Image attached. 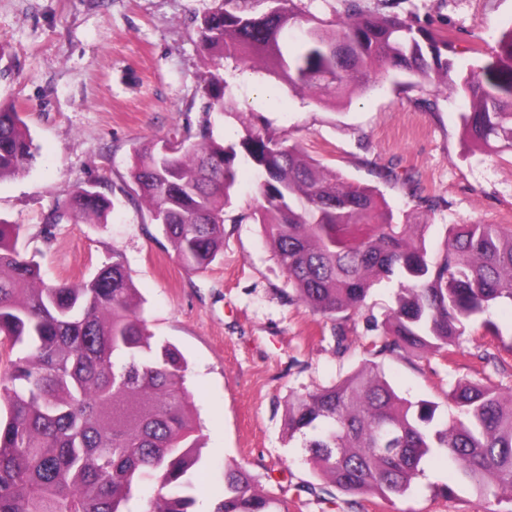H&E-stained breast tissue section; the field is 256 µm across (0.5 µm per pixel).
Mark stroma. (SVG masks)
<instances>
[{"label":"stroma","mask_w":512,"mask_h":512,"mask_svg":"<svg viewBox=\"0 0 512 512\" xmlns=\"http://www.w3.org/2000/svg\"><path fill=\"white\" fill-rule=\"evenodd\" d=\"M211 0H0V104L24 112L38 148L25 171L0 180V216L22 225L18 247L45 282H80L120 255L156 341L187 360L186 385L204 446L191 471L195 512H209L224 469L239 464L257 491L288 512H482L476 494L438 455L403 496L348 494L312 468L288 438L290 396L361 367L370 338L363 317L313 314L288 300L292 286L262 225L224 224V246L206 269L177 257L161 225L117 187L137 149L209 122L218 142L259 124L350 181L375 187L397 221H424L428 254L453 224L512 226V154L487 155L462 133L471 103L444 86L396 72L361 92L319 103L252 72L234 78L236 107L204 113L208 67L195 18ZM426 28L447 32L456 73L490 60L512 28V0H401ZM115 185L107 221H65L51 243L40 230L67 190ZM344 341H337V334ZM464 342L454 363L438 355L381 358L403 397L450 413V381L489 370ZM452 494H445V487Z\"/></svg>","instance_id":"stroma-1"}]
</instances>
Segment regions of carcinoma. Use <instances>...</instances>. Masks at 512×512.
<instances>
[{
	"label": "carcinoma",
	"instance_id": "obj_1",
	"mask_svg": "<svg viewBox=\"0 0 512 512\" xmlns=\"http://www.w3.org/2000/svg\"><path fill=\"white\" fill-rule=\"evenodd\" d=\"M212 0L196 18L207 63L229 60L278 79L297 94L322 99L364 87L379 70L431 82L450 77L448 35L392 16H369L360 0ZM472 109L466 138L487 154L512 150V29L492 60L460 79ZM202 111L225 112L230 84L212 75ZM147 144L130 171L137 205L145 204L183 264L207 268L224 245L237 169L261 179L262 203L231 218L254 220L276 250L299 302L323 316L361 313L381 277L398 276L401 293L374 332L369 353L397 350L439 355L461 349L466 323L498 341L489 318L512 306V227L455 224L430 258L423 224H399L368 186L308 158L295 144L253 127L236 143L217 142L206 124ZM35 146L22 113L0 105V180L25 170ZM111 200L100 184L71 192L51 212L45 242L64 219L105 218ZM21 225L0 218V342L15 356L0 371V512H127L144 483L157 485L141 512H192L183 477L199 461L202 441L185 386L187 364L171 344H158L140 316V299L121 256L88 281L47 284L39 266L17 249ZM479 359L502 376L512 363L488 350ZM451 414L399 396L379 364H364L339 382L288 401V439L338 489L404 495L431 453L446 457L477 492L483 512H512V389L458 381L448 391ZM214 512H288L253 490L241 466L224 469Z\"/></svg>",
	"mask_w": 512,
	"mask_h": 512
}]
</instances>
